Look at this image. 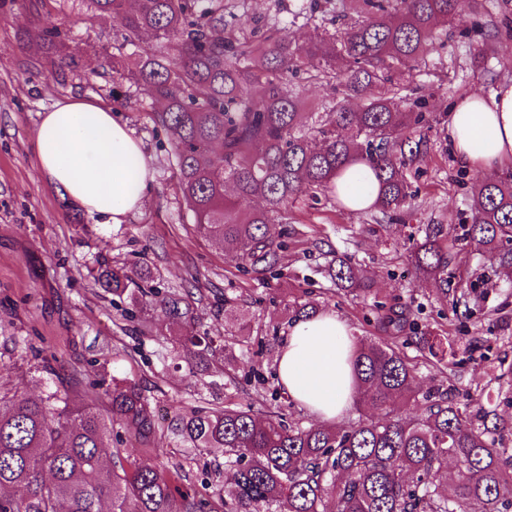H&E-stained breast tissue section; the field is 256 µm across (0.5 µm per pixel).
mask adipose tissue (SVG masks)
Wrapping results in <instances>:
<instances>
[{"label":"adipose tissue","instance_id":"adipose-tissue-1","mask_svg":"<svg viewBox=\"0 0 512 512\" xmlns=\"http://www.w3.org/2000/svg\"><path fill=\"white\" fill-rule=\"evenodd\" d=\"M448 139L465 166H512V84L455 101ZM36 145L41 173L106 224L123 223L140 207L153 181L150 164L126 124L89 100L62 101L42 113ZM354 347L345 320L320 311L290 324L276 373L295 403L337 424L356 401Z\"/></svg>","mask_w":512,"mask_h":512}]
</instances>
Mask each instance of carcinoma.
Here are the masks:
<instances>
[{"mask_svg":"<svg viewBox=\"0 0 512 512\" xmlns=\"http://www.w3.org/2000/svg\"><path fill=\"white\" fill-rule=\"evenodd\" d=\"M369 19L303 43L275 31L256 43L224 28V0H81L90 17H108L121 38L112 46L113 79L144 88L158 104L155 121L172 136L182 196L197 228L249 262L253 272L277 275L282 209L316 190L336 192L335 179L352 162L370 168L365 187L374 207L400 210L408 196L404 155L421 143L411 135L424 120L395 102L411 65L439 45L438 23L461 22L460 0H349ZM149 36L136 57L123 47ZM306 69L329 85L323 111L304 112L287 89L288 76ZM258 198L262 205L251 207ZM473 222L465 239L493 253L512 278V169L472 190ZM416 273L448 293L451 255L443 226L412 244ZM350 292L371 279L344 259L328 269ZM101 287L175 316L189 308L175 293L146 288L121 268L100 270ZM288 320L316 312L310 301L286 305ZM384 330L402 331L407 318L388 312ZM181 346L194 374L216 351L210 336L189 335ZM358 405L377 417L341 427L290 423L280 407L262 417L232 394L224 405L175 418L182 461L171 470L143 463L129 449L103 448L115 426L148 438L159 431L151 398L127 379L101 378L83 388L93 404L72 402L66 389L32 397L0 395V512H512V455L498 448L512 425L488 411L471 414L445 395H418L415 368L384 341L356 343ZM424 401L422 413L398 408ZM106 401L107 409L96 406ZM220 448L232 482L223 487L203 470L202 495L185 483V466ZM465 474L445 485L448 460Z\"/></svg>","mask_w":512,"mask_h":512,"instance_id":"obj_1","label":"carcinoma"}]
</instances>
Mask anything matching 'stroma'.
Masks as SVG:
<instances>
[{
  "instance_id": "obj_1",
  "label": "stroma",
  "mask_w": 512,
  "mask_h": 512,
  "mask_svg": "<svg viewBox=\"0 0 512 512\" xmlns=\"http://www.w3.org/2000/svg\"><path fill=\"white\" fill-rule=\"evenodd\" d=\"M224 0L227 28L260 40L273 27L304 42L335 30L341 0ZM470 34L442 24L443 47L411 71L410 101L426 122V146L406 171L410 196L397 213L351 212L327 191L306 193L282 213L281 270L264 279L223 243L200 233L169 163V132L154 120L142 88L112 81L115 32L108 18L87 17L76 0H0V390L37 396L48 387L34 353L55 354L64 378L89 383L100 372L138 382L171 421L225 393L264 414L277 386L279 341L288 334V302L312 299L336 311L355 338L395 339L416 367L420 392H451L460 406L485 408L512 422V282L497 273L494 254L453 247L452 288L440 293L407 260L410 242L446 225L449 235L471 223L470 188L485 173L462 166L448 139L454 100L491 94L512 82V37L501 29L512 0H462ZM56 29L57 42L44 40ZM483 60H476L479 48ZM75 63L60 67L67 55ZM84 98L118 110L140 140L153 171L151 191L121 224H103L63 196L37 164L35 132L42 112ZM343 258L372 279L369 292L336 286L327 268ZM133 273L149 270L150 286L178 293L193 310L172 318L103 291L98 260ZM238 299L246 325L224 313ZM405 310L410 324L392 337L377 321L380 307ZM208 334L225 343L209 370L190 374L179 339ZM443 340L432 356L421 335Z\"/></svg>"
}]
</instances>
